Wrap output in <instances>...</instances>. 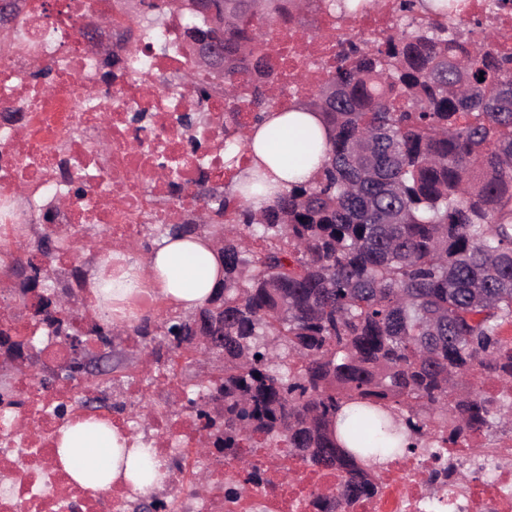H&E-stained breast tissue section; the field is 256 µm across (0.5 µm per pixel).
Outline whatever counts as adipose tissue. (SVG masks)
I'll return each instance as SVG.
<instances>
[{
    "instance_id": "obj_1",
    "label": "adipose tissue",
    "mask_w": 512,
    "mask_h": 512,
    "mask_svg": "<svg viewBox=\"0 0 512 512\" xmlns=\"http://www.w3.org/2000/svg\"><path fill=\"white\" fill-rule=\"evenodd\" d=\"M323 137L318 117L309 112L292 110L265 114L254 124L246 138L244 149L250 159V171L264 172L278 193H285L293 184L312 180L318 171V161L305 150L307 133ZM113 260L123 262L122 279H140L153 286L160 299L175 303L189 311L204 303L223 278L220 253L208 236L192 238L165 237L154 242L144 260L134 259L131 251H116ZM101 426L83 421L63 430L58 455L72 478L83 486L104 490L118 479L133 483L135 488L161 486L164 472L154 464L149 481L136 480L135 474L144 455L136 437L111 433L108 446L112 453L107 459L106 475L90 478L81 467L74 451L94 448L99 443Z\"/></svg>"
}]
</instances>
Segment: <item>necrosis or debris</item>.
<instances>
[{"instance_id": "1", "label": "necrosis or debris", "mask_w": 512, "mask_h": 512, "mask_svg": "<svg viewBox=\"0 0 512 512\" xmlns=\"http://www.w3.org/2000/svg\"><path fill=\"white\" fill-rule=\"evenodd\" d=\"M157 29L135 43L125 34L130 17L124 0H23L15 22L24 40L0 46V248L14 244L15 227L39 224L86 250L124 248L149 226L175 223L198 208L200 180L221 184L232 169L224 164V99L168 85L151 91L158 72L195 68L192 46L183 37L184 14L173 0H153ZM395 0L384 9L367 7L337 20L318 11L313 32L297 23L273 25L274 62L282 78L268 91L287 106L320 86L338 38L363 31H388ZM102 17L111 25L89 36ZM111 45L115 66L102 68V50ZM306 69L308 82H293ZM200 86L212 74L195 68ZM83 186L75 194L74 186ZM102 226L99 238L86 230ZM17 404L0 413V512H127L134 490L117 482L105 491L81 486L59 461L61 432L85 399H103L108 408L94 420L118 433L132 431V412L144 385L124 380L102 389L60 377L45 384L29 373L14 377ZM142 441L167 471L165 496L181 499L186 512H335L319 510L318 495L339 486L336 471L299 468L285 479L273 462L260 460L259 480L240 484L236 499L224 496V462L200 458L194 448L204 435L192 414L158 419L141 429ZM440 465L429 456L384 464L379 494L353 512H512V466L478 469L463 492L432 484ZM203 468L211 487L196 491L192 473Z\"/></svg>"}]
</instances>
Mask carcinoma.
Returning a JSON list of instances; mask_svg holds the SVG:
<instances>
[{
  "mask_svg": "<svg viewBox=\"0 0 512 512\" xmlns=\"http://www.w3.org/2000/svg\"><path fill=\"white\" fill-rule=\"evenodd\" d=\"M241 4L224 28L185 25L237 60L211 88L244 101L252 123L269 111L276 76L267 20L302 22L310 0ZM456 0H400L380 38L340 42L330 77L295 108L328 129L315 179L255 214L242 195L216 188L206 205L220 221L159 224L156 236L224 234V279L197 307L223 309L220 374L189 390L191 409L231 465L230 482L258 478L252 453L284 445L315 470H338L340 503L379 493L370 465L407 454L437 457L474 433L512 432V52ZM484 81H479V78ZM249 131L224 145L234 162ZM52 257L62 239L42 232ZM54 272L36 274L39 311L54 304ZM190 314L129 327L162 358L193 345ZM35 347L0 330V345ZM495 392L465 390L475 370ZM434 478L465 484L445 466Z\"/></svg>",
  "mask_w": 512,
  "mask_h": 512,
  "instance_id": "obj_1",
  "label": "carcinoma"
}]
</instances>
